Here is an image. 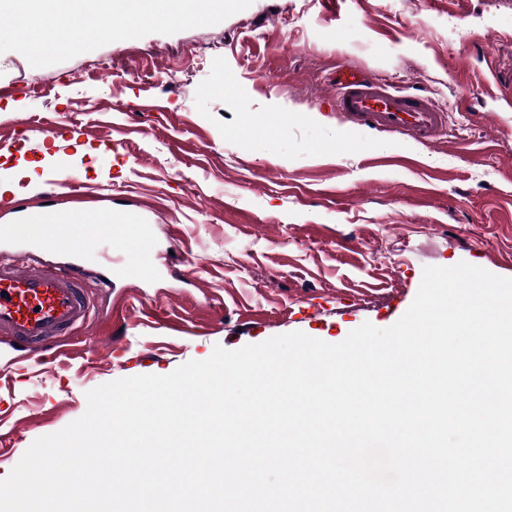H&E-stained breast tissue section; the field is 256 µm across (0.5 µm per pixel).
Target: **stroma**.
<instances>
[{"mask_svg":"<svg viewBox=\"0 0 512 512\" xmlns=\"http://www.w3.org/2000/svg\"><path fill=\"white\" fill-rule=\"evenodd\" d=\"M342 63L427 95L446 135L424 145L348 122L330 81ZM510 72L512 0H252L213 26L52 66L0 54V184L13 188L0 225L58 205L117 226L76 254L39 249L112 287L92 288L91 319L53 354L20 361L0 337V479L100 385L218 345L388 328L427 266L512 278V110L494 80ZM51 175L80 198L53 197Z\"/></svg>","mask_w":512,"mask_h":512,"instance_id":"obj_1","label":"stroma"}]
</instances>
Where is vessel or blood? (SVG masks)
<instances>
[{"label": "vessel or blood", "mask_w": 512, "mask_h": 512, "mask_svg": "<svg viewBox=\"0 0 512 512\" xmlns=\"http://www.w3.org/2000/svg\"><path fill=\"white\" fill-rule=\"evenodd\" d=\"M336 108L355 124L434 142L445 130L447 114L430 98L400 93L390 85L367 79L349 66L336 73ZM74 218L56 212L27 214L22 231L0 226V240L22 234L27 249L0 253V335L26 353H42L61 336L86 323L92 313L85 282L88 271L71 262L49 265L37 259L35 245L71 236Z\"/></svg>", "instance_id": "obj_1"}]
</instances>
